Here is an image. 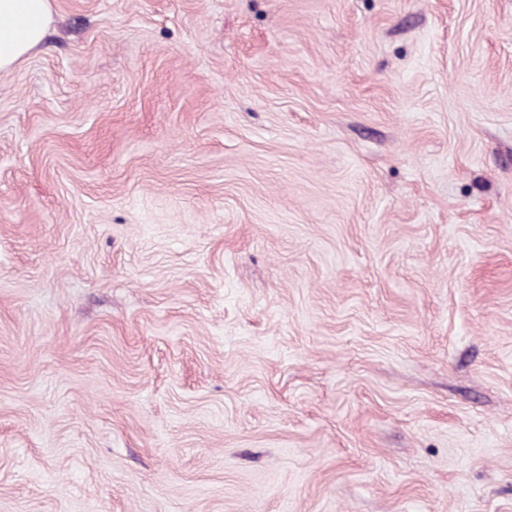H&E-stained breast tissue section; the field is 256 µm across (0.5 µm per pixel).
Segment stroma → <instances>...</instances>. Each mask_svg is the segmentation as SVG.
<instances>
[{
  "label": "stroma",
  "instance_id": "obj_1",
  "mask_svg": "<svg viewBox=\"0 0 512 512\" xmlns=\"http://www.w3.org/2000/svg\"><path fill=\"white\" fill-rule=\"evenodd\" d=\"M0 512H512V0H53Z\"/></svg>",
  "mask_w": 512,
  "mask_h": 512
}]
</instances>
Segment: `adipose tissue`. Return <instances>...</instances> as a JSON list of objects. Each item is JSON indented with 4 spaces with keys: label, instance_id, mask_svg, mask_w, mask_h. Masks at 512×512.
<instances>
[{
    "label": "adipose tissue",
    "instance_id": "1",
    "mask_svg": "<svg viewBox=\"0 0 512 512\" xmlns=\"http://www.w3.org/2000/svg\"><path fill=\"white\" fill-rule=\"evenodd\" d=\"M51 22V0H0V72L34 54Z\"/></svg>",
    "mask_w": 512,
    "mask_h": 512
}]
</instances>
